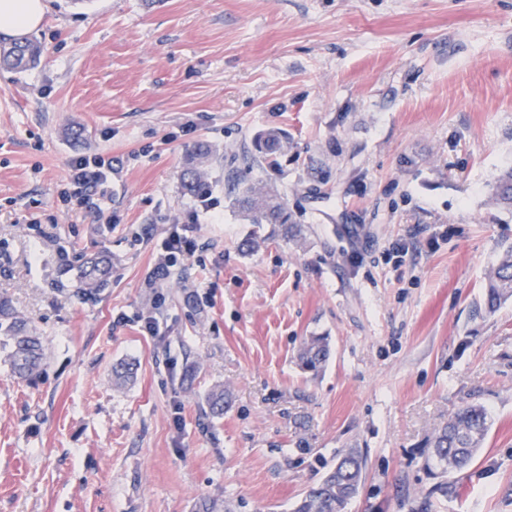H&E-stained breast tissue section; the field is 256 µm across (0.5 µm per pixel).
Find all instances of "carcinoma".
Wrapping results in <instances>:
<instances>
[{
	"label": "carcinoma",
	"instance_id": "obj_1",
	"mask_svg": "<svg viewBox=\"0 0 512 512\" xmlns=\"http://www.w3.org/2000/svg\"><path fill=\"white\" fill-rule=\"evenodd\" d=\"M42 54V46L32 38L23 37L0 44L3 69L23 71ZM213 151L199 144L190 152L188 166L181 177L182 189L187 193L199 191L205 184L206 168L212 166ZM498 201L512 210V170L506 171L496 185ZM232 204L253 224H276L286 237L300 234L298 225L290 223L288 209L275 194L261 192L250 185L238 190ZM112 260L105 253L83 258L76 276V294L83 300H95L111 282ZM512 299V245L502 249L499 260L489 273L484 285L483 306L486 312L497 311ZM0 350L6 353L14 375L31 380L40 373L44 362L42 339L17 317L12 304L0 297ZM330 344L325 336H311L302 345L298 361L303 369L316 372L328 360ZM228 393L217 385L205 396L210 413L224 415ZM490 429L484 405L477 402L457 407L430 440L431 454L425 467L441 478L437 489L444 495L452 491L448 476L453 471L469 467L484 446ZM365 461L358 452L343 454L330 467L321 481L308 488L297 501L294 512H348V506L358 495L363 479Z\"/></svg>",
	"mask_w": 512,
	"mask_h": 512
}]
</instances>
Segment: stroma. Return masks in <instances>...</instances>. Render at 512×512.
Segmentation results:
<instances>
[{
	"instance_id": "stroma-1",
	"label": "stroma",
	"mask_w": 512,
	"mask_h": 512,
	"mask_svg": "<svg viewBox=\"0 0 512 512\" xmlns=\"http://www.w3.org/2000/svg\"><path fill=\"white\" fill-rule=\"evenodd\" d=\"M34 35L40 63L0 70V296L48 360L32 382L0 362V512H292L351 448L350 512H512V302L480 307L512 244V0H49ZM199 143L216 207L192 224ZM98 153L108 220L61 200ZM231 166L300 239L232 207ZM176 231L195 252L150 287ZM100 251L112 283L81 300L77 258ZM311 336L331 348L315 375ZM468 401L491 427L444 497L428 440ZM212 155V149L205 144L196 145L191 150L188 166L181 177V186L185 192L195 193L206 184V168L212 166ZM330 344L327 337L311 336L302 345L298 361L303 369L316 372L328 360Z\"/></svg>"
}]
</instances>
